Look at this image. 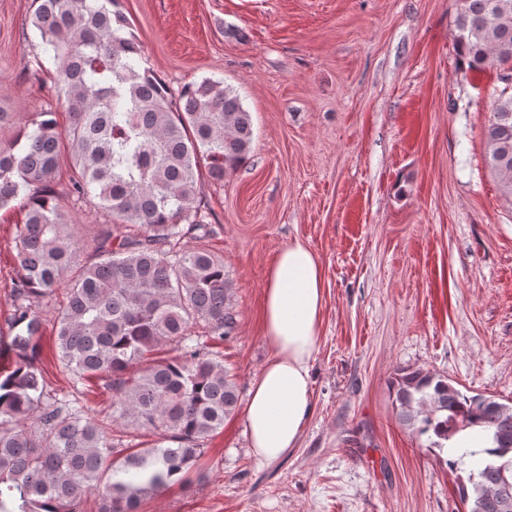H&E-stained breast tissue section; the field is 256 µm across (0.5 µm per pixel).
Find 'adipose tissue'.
<instances>
[{"instance_id":"ef3b65f1","label":"adipose tissue","mask_w":512,"mask_h":512,"mask_svg":"<svg viewBox=\"0 0 512 512\" xmlns=\"http://www.w3.org/2000/svg\"><path fill=\"white\" fill-rule=\"evenodd\" d=\"M324 277L302 242L283 247L264 290V337L272 356L253 381L245 421L254 456L273 462L295 448L312 415L311 367L319 340Z\"/></svg>"}]
</instances>
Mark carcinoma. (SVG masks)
<instances>
[{"label":"carcinoma","mask_w":512,"mask_h":512,"mask_svg":"<svg viewBox=\"0 0 512 512\" xmlns=\"http://www.w3.org/2000/svg\"><path fill=\"white\" fill-rule=\"evenodd\" d=\"M31 24L55 65L53 82L69 118L53 112L18 126L0 145V211L19 208L17 269L0 351V512H79L98 493L102 512H138L141 501L181 485L207 440L239 403L235 375L210 346L231 335L236 315L224 258L203 245L213 234L198 200L209 177L243 164L253 142L251 113L223 82L205 79L173 92L142 68L143 49L117 0H35ZM454 47L459 66L512 69V0H458ZM485 163L512 202V92L502 90L483 131ZM69 194L89 200L112 230L83 248L50 188L62 155ZM66 302L56 307V294ZM52 313L58 360L73 384L91 379L112 392L109 421L90 416L51 389L36 349ZM176 342L180 354L153 357ZM403 425L442 449L459 431L482 426L493 447L458 476L466 512H512V403L468 395L447 376L398 370L391 382ZM163 440L142 448L135 437Z\"/></svg>","instance_id":"carcinoma-1"}]
</instances>
